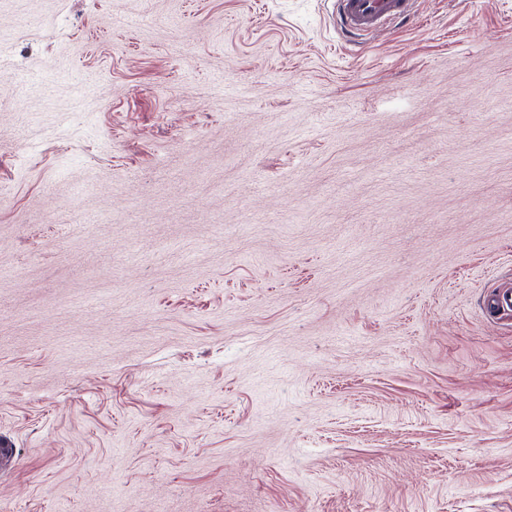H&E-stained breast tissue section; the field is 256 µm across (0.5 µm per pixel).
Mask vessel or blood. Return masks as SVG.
Here are the masks:
<instances>
[{
  "instance_id": "1",
  "label": "vessel or blood",
  "mask_w": 512,
  "mask_h": 512,
  "mask_svg": "<svg viewBox=\"0 0 512 512\" xmlns=\"http://www.w3.org/2000/svg\"><path fill=\"white\" fill-rule=\"evenodd\" d=\"M410 0H336V25L356 39H365L380 23L406 20Z\"/></svg>"
}]
</instances>
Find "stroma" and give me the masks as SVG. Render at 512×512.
Returning <instances> with one entry per match:
<instances>
[{
  "label": "stroma",
  "instance_id": "35a3bbf8",
  "mask_svg": "<svg viewBox=\"0 0 512 512\" xmlns=\"http://www.w3.org/2000/svg\"><path fill=\"white\" fill-rule=\"evenodd\" d=\"M0 0V512H512V0ZM336 26L351 37L365 40L380 23L409 18L410 0H336Z\"/></svg>",
  "mask_w": 512,
  "mask_h": 512
}]
</instances>
